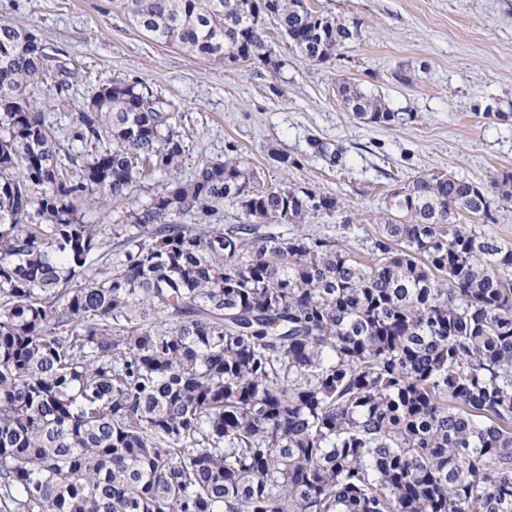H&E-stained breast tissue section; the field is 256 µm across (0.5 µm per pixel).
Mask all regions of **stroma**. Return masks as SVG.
Returning a JSON list of instances; mask_svg holds the SVG:
<instances>
[{"label":"stroma","mask_w":512,"mask_h":512,"mask_svg":"<svg viewBox=\"0 0 512 512\" xmlns=\"http://www.w3.org/2000/svg\"><path fill=\"white\" fill-rule=\"evenodd\" d=\"M311 8L362 23L340 59L313 65L269 29L279 74L213 64L158 42L119 0H0V22L34 29L66 74L31 85L35 108L71 112L99 83L137 79L178 112L187 151L184 173L206 160L237 158L261 184L309 188L336 197L339 209L269 232L332 235L361 251L386 199L417 173L452 174L491 184L512 170V0H308ZM411 70L403 87L391 73ZM348 79L381 94L405 118L364 123L337 100ZM69 90L59 95V81ZM326 146L319 154L313 142ZM278 151L296 164L281 169ZM168 178L146 175L88 221L111 224L140 211Z\"/></svg>","instance_id":"stroma-1"}]
</instances>
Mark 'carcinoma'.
I'll use <instances>...</instances> for the list:
<instances>
[{
	"label": "carcinoma",
	"mask_w": 512,
	"mask_h": 512,
	"mask_svg": "<svg viewBox=\"0 0 512 512\" xmlns=\"http://www.w3.org/2000/svg\"><path fill=\"white\" fill-rule=\"evenodd\" d=\"M121 2L158 41L274 73L271 25L314 65L361 36L305 0ZM51 61L0 22V512H512V243L481 229L512 172L414 176L363 257L275 237L338 201L229 157L181 177L175 113L121 77L57 113L81 162L24 96ZM337 95L400 120L358 82ZM148 171L169 180L136 232L84 221Z\"/></svg>",
	"instance_id": "cac0c4a2"
}]
</instances>
